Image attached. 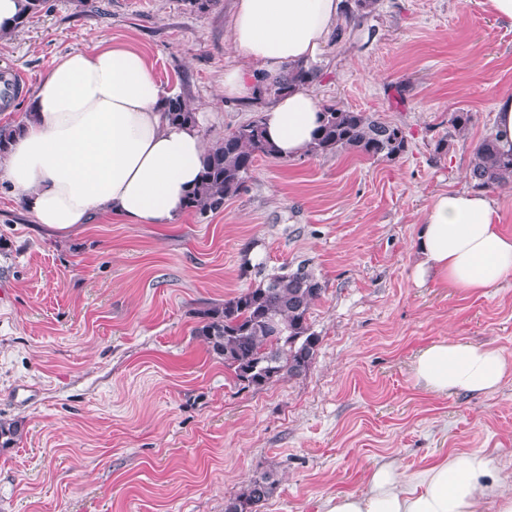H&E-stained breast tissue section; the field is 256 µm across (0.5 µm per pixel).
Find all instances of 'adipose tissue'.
Wrapping results in <instances>:
<instances>
[{
	"label": "adipose tissue",
	"instance_id": "ef3b65f1",
	"mask_svg": "<svg viewBox=\"0 0 512 512\" xmlns=\"http://www.w3.org/2000/svg\"><path fill=\"white\" fill-rule=\"evenodd\" d=\"M344 0H235L232 44L248 67L224 71L228 100H252L290 69L314 66L340 28ZM167 91L139 52L103 41L60 57L33 91L30 117L0 159V183L35 224L59 236L99 216L129 224H173L198 183L207 145L199 126L167 118ZM323 107L311 86L279 93L263 124L280 157L306 154ZM496 200L481 189L437 196L420 218L417 280L484 293L512 274V235ZM414 376L439 393L494 391L512 363L501 351L439 340L416 357ZM489 455L451 453L402 480L393 464L369 472L367 488L325 502V512H481L499 491Z\"/></svg>",
	"mask_w": 512,
	"mask_h": 512
}]
</instances>
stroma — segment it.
Masks as SVG:
<instances>
[{
  "label": "stroma",
  "mask_w": 512,
  "mask_h": 512,
  "mask_svg": "<svg viewBox=\"0 0 512 512\" xmlns=\"http://www.w3.org/2000/svg\"><path fill=\"white\" fill-rule=\"evenodd\" d=\"M232 2L46 0L0 42V65L26 77L0 79V125L24 122L58 57L104 38L139 51L214 143L262 113L218 92L225 68L247 64ZM317 67L323 104L401 126L408 152L261 156L223 211L169 226L101 216L66 237L0 192V420L22 430L0 451V512H224L258 471L276 481L260 512H321L381 463L408 479L476 450L512 490V374L471 396L430 392L412 371L445 338L512 362V275L483 295L413 279L423 210L468 187L512 88V26L484 0H378ZM460 111L473 115L462 135ZM302 262L325 286L309 314L315 358L242 388L195 336L196 312Z\"/></svg>",
  "instance_id": "1"
}]
</instances>
